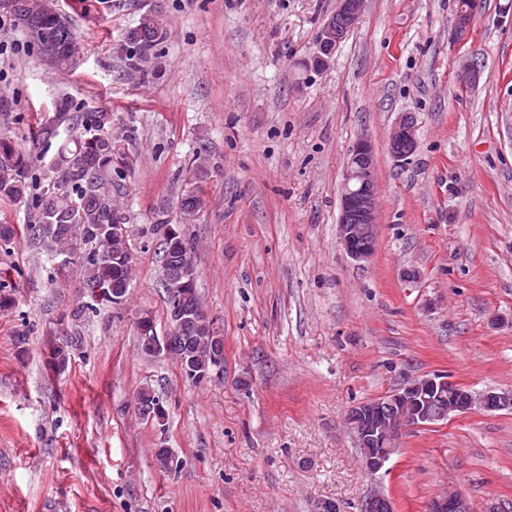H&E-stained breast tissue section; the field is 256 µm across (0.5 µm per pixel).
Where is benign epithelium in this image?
<instances>
[{"mask_svg":"<svg viewBox=\"0 0 512 512\" xmlns=\"http://www.w3.org/2000/svg\"><path fill=\"white\" fill-rule=\"evenodd\" d=\"M364 0H337L336 11L318 33L322 49L334 51L362 17ZM478 3L457 12L453 41L468 34ZM388 145L398 161L410 156L417 146V127L410 116H403L392 128ZM341 213L339 239L347 255L357 261L369 260L377 246L380 226L375 176V157L371 144L360 140L352 146L340 185ZM512 404V399L496 393L476 396L469 390L436 374L415 380L378 398L352 407L348 424L358 446L365 449L363 463L371 474L386 468L397 451L396 439L406 427H419L442 421L455 413H466L476 406L488 410ZM360 512H394L393 502L384 494H374L362 503ZM427 512H473L469 499L457 490L433 498Z\"/></svg>","mask_w":512,"mask_h":512,"instance_id":"1","label":"benign epithelium"}]
</instances>
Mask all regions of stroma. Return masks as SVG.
Instances as JSON below:
<instances>
[{
    "label": "stroma",
    "mask_w": 512,
    "mask_h": 512,
    "mask_svg": "<svg viewBox=\"0 0 512 512\" xmlns=\"http://www.w3.org/2000/svg\"><path fill=\"white\" fill-rule=\"evenodd\" d=\"M81 45L52 72L0 14V135L29 159L28 193L0 197V512H358L375 492L426 512L460 489L512 512V407L403 430L369 473L345 423L357 403L436 374L512 397V0H479L463 43L458 0H366L325 66L317 35L337 0H55ZM153 17L149 63L126 35ZM481 72L460 90L465 64ZM112 115L125 157L116 198L134 258L129 295L93 306L79 264L32 239L55 161L86 114ZM418 143L399 162L391 128ZM369 140L380 227L371 259L338 239L340 183ZM185 230L224 370L187 380L138 348L151 313L170 331L159 220ZM81 319H73L77 307ZM26 333L25 348L16 338ZM78 347L48 365L63 334ZM167 411L136 409L144 387ZM180 468L161 469L154 449ZM388 145L391 155L398 161L405 160L417 146V127L410 116H403L392 128Z\"/></svg>",
    "instance_id": "1"
}]
</instances>
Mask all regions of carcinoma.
I'll list each match as a JSON object with an SVG mask.
<instances>
[{"label":"carcinoma","instance_id":"obj_1","mask_svg":"<svg viewBox=\"0 0 512 512\" xmlns=\"http://www.w3.org/2000/svg\"><path fill=\"white\" fill-rule=\"evenodd\" d=\"M13 11H0L12 17L29 16L43 30L47 39L34 44L40 53H52L54 68L66 70L75 61L77 42L68 23L60 24L46 9L51 0H13ZM159 24L146 17L139 27L128 34L139 59L148 58L162 40ZM112 114L96 112L85 121L88 135L78 138L73 146L58 154L56 164L63 178L71 184V190L49 196L42 204L38 222L29 226L32 236L46 242L62 254L74 252L77 241L95 244L94 251L82 259L85 267L83 288L102 305L119 306L128 293H115L118 288L129 289L132 254L126 237L112 233V225L122 223V216L112 204V189L117 182L112 176V163L119 153L112 135L103 132L111 126ZM24 158L14 141L0 137V196L19 199L26 192ZM200 205L193 192L182 195L179 210L184 218H191ZM164 288L167 294V317L175 319L179 312L188 310L203 313L196 288V281H189L174 273L173 268L183 258L190 257L191 248L186 236L162 238L161 242ZM154 320L146 315L138 322L141 351L151 356ZM73 340L67 338L54 348L48 364L66 367L70 359ZM170 353L180 365L186 379L198 384L210 378L213 372L224 370V337L212 326H201L188 336H179ZM138 410H148L150 419L165 424L166 410L160 397L147 387L136 396Z\"/></svg>","mask_w":512,"mask_h":512}]
</instances>
